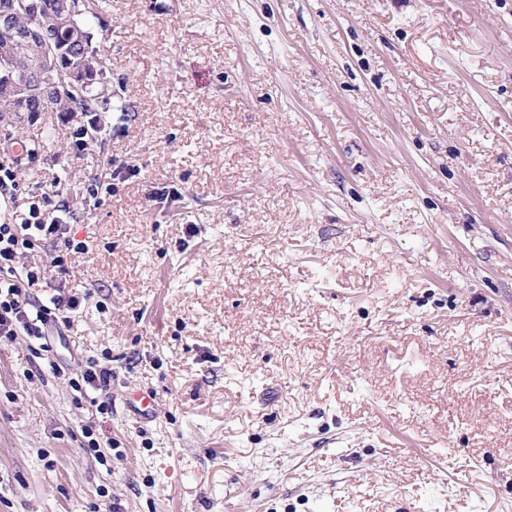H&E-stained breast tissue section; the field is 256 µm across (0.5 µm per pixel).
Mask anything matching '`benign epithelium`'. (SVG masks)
<instances>
[{
    "label": "benign epithelium",
    "instance_id": "7a95c632",
    "mask_svg": "<svg viewBox=\"0 0 512 512\" xmlns=\"http://www.w3.org/2000/svg\"><path fill=\"white\" fill-rule=\"evenodd\" d=\"M73 23L69 17H39L32 26L21 31V36L35 46L32 60L26 62L25 69L29 83H13L5 88L3 96L14 102L7 113L0 115V129L10 133L21 127L30 113L31 98L37 99L40 110L50 109L51 101L59 92V85L87 83L95 73L92 58H87L80 66L71 69L61 67V51L45 38L49 29Z\"/></svg>",
    "mask_w": 512,
    "mask_h": 512
}]
</instances>
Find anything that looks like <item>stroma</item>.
Listing matches in <instances>:
<instances>
[{"mask_svg":"<svg viewBox=\"0 0 512 512\" xmlns=\"http://www.w3.org/2000/svg\"><path fill=\"white\" fill-rule=\"evenodd\" d=\"M104 20V147L42 114L0 200L121 171L52 281L97 288L56 370L0 341V512H512V0ZM75 375V378L70 379V382H72L75 387L82 390L84 385L85 389L102 390L109 385L112 370L101 367L95 362H89L88 365H82Z\"/></svg>","mask_w":512,"mask_h":512,"instance_id":"35a3bbf8","label":"stroma"}]
</instances>
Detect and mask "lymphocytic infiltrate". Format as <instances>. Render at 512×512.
<instances>
[{
    "label": "lymphocytic infiltrate",
    "mask_w": 512,
    "mask_h": 512,
    "mask_svg": "<svg viewBox=\"0 0 512 512\" xmlns=\"http://www.w3.org/2000/svg\"><path fill=\"white\" fill-rule=\"evenodd\" d=\"M57 184L32 197L24 216L0 218V339L18 334L31 337L39 351L52 347L46 336L50 328L70 327L71 315L81 301L66 289L47 297L36 296L45 280L43 266L27 262L36 247L52 246V263L58 274H68L70 257L83 253L84 241L71 235L69 205L59 200Z\"/></svg>",
    "instance_id": "1"
}]
</instances>
